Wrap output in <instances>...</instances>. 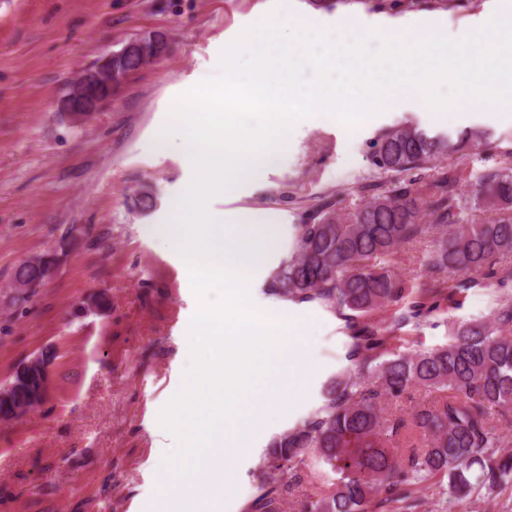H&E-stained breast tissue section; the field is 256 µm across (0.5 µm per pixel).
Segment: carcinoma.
Wrapping results in <instances>:
<instances>
[{
	"instance_id": "cac0c4a2",
	"label": "carcinoma",
	"mask_w": 512,
	"mask_h": 512,
	"mask_svg": "<svg viewBox=\"0 0 512 512\" xmlns=\"http://www.w3.org/2000/svg\"><path fill=\"white\" fill-rule=\"evenodd\" d=\"M129 54L112 58V80L165 54L155 35L133 38ZM487 139L470 131L430 135L416 126L383 130L372 144L371 164L391 173L388 184L346 214L324 200L295 225L291 255L271 273L269 288L294 302L318 301L346 316L355 330V356L368 370L330 379L319 411L267 445L260 472L258 512H283L285 496L308 459L322 467L327 490L302 512H416L413 487L436 485L455 502L482 488L512 485V302L491 321L460 323L447 345L387 353L390 337L359 320L408 295L393 271L399 250L427 240L433 273L414 291L409 311L445 289L443 274L493 277L494 261L512 252V166L484 171L463 191L452 155ZM416 169L435 171L427 182L405 181ZM493 212L475 224L468 211ZM424 390L431 400L410 418L385 414L394 398Z\"/></svg>"
}]
</instances>
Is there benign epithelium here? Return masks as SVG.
I'll list each match as a JSON object with an SVG mask.
<instances>
[{
	"instance_id": "7a95c632",
	"label": "benign epithelium",
	"mask_w": 512,
	"mask_h": 512,
	"mask_svg": "<svg viewBox=\"0 0 512 512\" xmlns=\"http://www.w3.org/2000/svg\"><path fill=\"white\" fill-rule=\"evenodd\" d=\"M115 90L116 86L112 82V54L109 53L68 86L65 94L57 101V112L71 122L81 123L109 105ZM34 371L37 372L38 387L31 392L28 404L12 406L9 418H20L45 400L50 385V366L42 357L34 356L22 364L18 369V383L28 384L29 376Z\"/></svg>"
}]
</instances>
